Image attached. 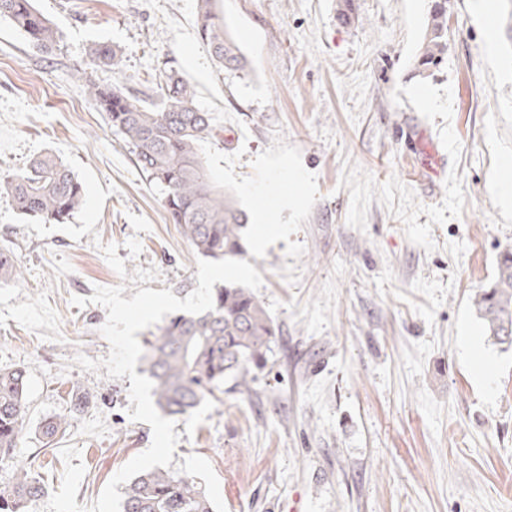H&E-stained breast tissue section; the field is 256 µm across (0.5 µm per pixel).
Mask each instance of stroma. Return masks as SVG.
<instances>
[{
	"label": "stroma",
	"instance_id": "1",
	"mask_svg": "<svg viewBox=\"0 0 512 512\" xmlns=\"http://www.w3.org/2000/svg\"><path fill=\"white\" fill-rule=\"evenodd\" d=\"M216 0L247 65L220 69L197 34L198 0H34L52 52L0 18V174L51 152L82 183L65 224L0 198V245L19 277L0 288V368L28 375L30 431L14 450L48 489L79 447L90 506L152 431L128 413L129 378L83 371L108 357L94 287L197 288L198 252L171 224L122 136L85 95L92 81L152 92L170 74L196 90L215 136L203 157L248 222L246 261L278 332L250 393L225 390L176 418L170 469L215 512H512V348L470 297L512 249V0H451L448 57L414 74L427 0ZM108 44L115 64L94 61ZM93 398L62 441L36 428ZM70 414V413H69Z\"/></svg>",
	"mask_w": 512,
	"mask_h": 512
}]
</instances>
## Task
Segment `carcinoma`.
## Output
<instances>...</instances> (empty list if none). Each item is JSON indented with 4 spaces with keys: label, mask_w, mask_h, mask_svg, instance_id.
Returning a JSON list of instances; mask_svg holds the SVG:
<instances>
[{
    "label": "carcinoma",
    "mask_w": 512,
    "mask_h": 512,
    "mask_svg": "<svg viewBox=\"0 0 512 512\" xmlns=\"http://www.w3.org/2000/svg\"><path fill=\"white\" fill-rule=\"evenodd\" d=\"M0 18H7L42 51L57 42L54 26L33 6V0H0ZM336 19L360 22L355 0H336ZM197 32L216 64L242 70L246 60L226 31L214 0H199ZM448 51V0H428L424 35L415 57V73L426 76ZM85 93L108 124L132 149L139 169L163 194L172 223L202 255L225 259L245 253L241 229L246 213L217 188L201 156L203 142L213 136L208 113L195 105L193 86L171 75L157 83L158 102L118 86L92 81ZM20 214L45 224L67 223L84 204V189L59 158L44 154L25 171L0 176V195ZM10 248L0 246V285L17 279ZM214 309L169 317L149 332L146 368L153 381L155 405L170 416L191 413L224 384L251 391L254 370L264 368L272 352L277 326L262 303L242 286L213 291ZM472 305L485 332L500 345L512 347V251L501 255L494 282L476 294ZM28 377L21 367L0 369V464L11 478L0 484V512H30L46 487L31 466L13 451L28 432ZM67 415L43 419L39 433L48 441L65 436ZM122 512H214L213 502L193 479L155 467L136 475L125 487Z\"/></svg>",
    "instance_id": "cac0c4a2"
}]
</instances>
